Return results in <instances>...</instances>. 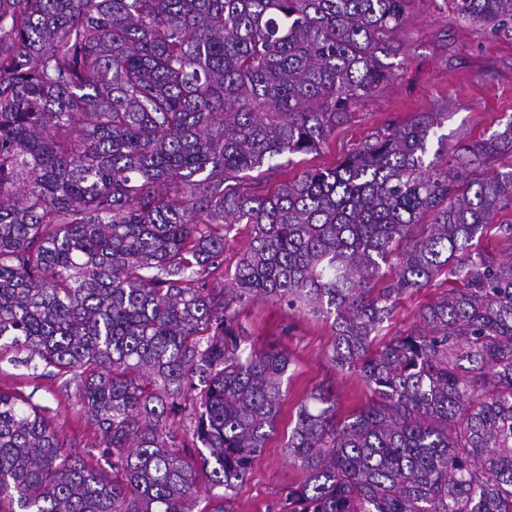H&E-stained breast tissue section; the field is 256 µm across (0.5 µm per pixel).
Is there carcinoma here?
Returning a JSON list of instances; mask_svg holds the SVG:
<instances>
[{
    "instance_id": "carcinoma-1",
    "label": "carcinoma",
    "mask_w": 512,
    "mask_h": 512,
    "mask_svg": "<svg viewBox=\"0 0 512 512\" xmlns=\"http://www.w3.org/2000/svg\"><path fill=\"white\" fill-rule=\"evenodd\" d=\"M512 36V0H450ZM410 0H0V354L76 384L99 455L0 392V512H194L228 498L276 431L284 348L237 328L251 300L332 320L330 361L285 449L284 512H512V120L427 159L435 118L380 128L327 171L246 181L321 148L391 77ZM238 224L251 242L230 287ZM458 283L373 341L404 294ZM188 412L197 454L170 427ZM112 477H107V472ZM496 224H492L487 231H484L479 239L478 247L488 251H494L499 254H506L507 243L503 241L498 233L497 224L511 222L512 224V208L504 209L496 218ZM238 230L234 231L224 247V276L221 278L220 274H215L211 277L212 280L218 279V282L223 284L228 283V275L233 274L235 265L242 253L247 249L251 240L250 226L247 224L236 225Z\"/></svg>"
}]
</instances>
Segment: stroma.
I'll use <instances>...</instances> for the list:
<instances>
[{
	"instance_id": "1",
	"label": "stroma",
	"mask_w": 512,
	"mask_h": 512,
	"mask_svg": "<svg viewBox=\"0 0 512 512\" xmlns=\"http://www.w3.org/2000/svg\"><path fill=\"white\" fill-rule=\"evenodd\" d=\"M384 62L393 74L392 81L360 98L351 120L336 127L319 151L280 158L277 169L263 172L262 190H274L309 170L335 167L377 128L401 124L420 114L445 115L441 124L429 131L428 148L432 151L442 142L453 147L490 138L512 118V37L457 20L448 9V0H411L395 50ZM448 288L441 276L405 294L384 323L382 339L419 326L422 308ZM237 325L256 346L274 344L287 349L291 363L283 377L286 396L276 431L250 474L225 500L224 508L226 512H282L289 486L303 478L284 448L300 402L312 389L324 385L332 388L338 406L348 411L364 403L370 392L357 373L332 365L334 333L329 320L258 300L239 307ZM1 390L46 407L66 447L85 452L94 448L96 428L84 419L73 389L64 387L52 368L0 361Z\"/></svg>"
}]
</instances>
